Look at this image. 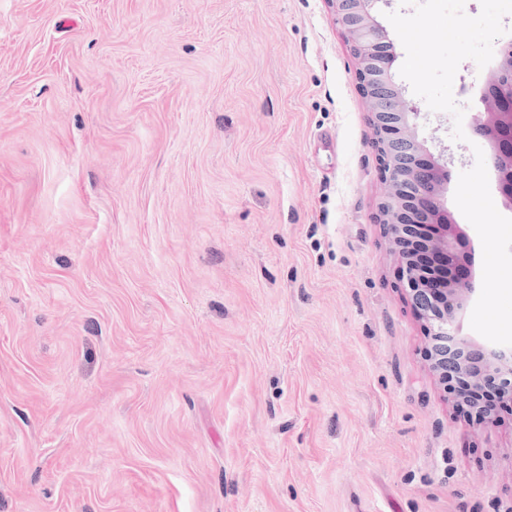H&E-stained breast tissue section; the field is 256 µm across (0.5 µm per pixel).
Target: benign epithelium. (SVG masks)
<instances>
[{
	"label": "benign epithelium",
	"instance_id": "7a95c632",
	"mask_svg": "<svg viewBox=\"0 0 512 512\" xmlns=\"http://www.w3.org/2000/svg\"><path fill=\"white\" fill-rule=\"evenodd\" d=\"M376 0H327L357 59L355 79L364 98L386 185L379 204L390 252L415 314L426 324V360L455 405L481 421L496 412L480 397L489 389L512 407V348H478L461 338L457 313L474 287L463 271L465 236L444 204L449 173L427 150L412 119L417 106L393 79L396 53L386 30L371 13ZM512 71V43L498 49L495 69L484 86L491 110L477 119L473 133L490 148V164L505 204L512 206V87L501 76Z\"/></svg>",
	"mask_w": 512,
	"mask_h": 512
}]
</instances>
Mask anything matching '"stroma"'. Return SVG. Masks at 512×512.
Here are the masks:
<instances>
[{
  "label": "stroma",
  "mask_w": 512,
  "mask_h": 512,
  "mask_svg": "<svg viewBox=\"0 0 512 512\" xmlns=\"http://www.w3.org/2000/svg\"><path fill=\"white\" fill-rule=\"evenodd\" d=\"M375 13L450 161L461 334L512 343L471 132L512 0ZM355 68L326 0H0V512H512V412L428 366Z\"/></svg>",
  "instance_id": "1"
}]
</instances>
